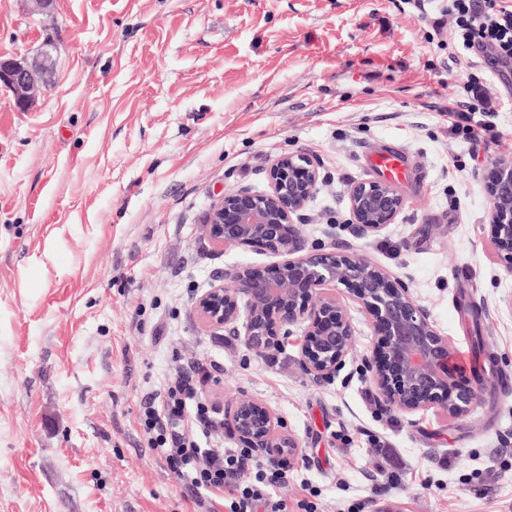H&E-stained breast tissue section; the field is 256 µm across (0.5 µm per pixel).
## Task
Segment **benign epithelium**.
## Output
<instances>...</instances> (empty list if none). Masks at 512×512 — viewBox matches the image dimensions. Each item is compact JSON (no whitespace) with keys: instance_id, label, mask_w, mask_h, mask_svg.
<instances>
[{"instance_id":"1","label":"benign epithelium","mask_w":512,"mask_h":512,"mask_svg":"<svg viewBox=\"0 0 512 512\" xmlns=\"http://www.w3.org/2000/svg\"><path fill=\"white\" fill-rule=\"evenodd\" d=\"M54 47L45 42L33 59L0 60V85L26 110L31 92L51 81ZM268 190L241 187L211 206L208 229L220 247L261 245L281 257L272 274L261 268H228L221 283L196 299L200 322L243 338L268 355L280 347L275 326L302 325L300 363L310 375L331 378L353 354V326L338 294L346 289L371 326L376 343L365 366L383 403L402 416L436 405L450 418L478 405L479 389L458 384L451 340L434 326L428 311L383 267L351 247L325 251L307 247L299 232L302 211L321 182L314 161L283 154L266 167ZM490 234L498 257L512 272V161L494 164L486 184ZM353 233L376 236L394 223L405 206L398 189L377 179L353 182L346 190ZM234 431L259 456L297 447L280 430L279 419L263 403L238 400L229 413Z\"/></svg>"}]
</instances>
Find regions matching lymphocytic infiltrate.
I'll list each match as a JSON object with an SVG mask.
<instances>
[{
    "instance_id": "obj_1",
    "label": "lymphocytic infiltrate",
    "mask_w": 512,
    "mask_h": 512,
    "mask_svg": "<svg viewBox=\"0 0 512 512\" xmlns=\"http://www.w3.org/2000/svg\"><path fill=\"white\" fill-rule=\"evenodd\" d=\"M447 14L454 22L450 42L492 65L512 66V0H448ZM463 91L465 100L448 110L451 130L476 144L497 140V126L487 119L495 107L479 77L469 76ZM211 378L201 365L179 369L147 397L142 421L151 448L197 492L205 512H287L270 495L287 478L283 465H261L247 448L201 447V436L221 424L203 398Z\"/></svg>"
}]
</instances>
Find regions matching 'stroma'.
<instances>
[{
  "label": "stroma",
  "instance_id": "1",
  "mask_svg": "<svg viewBox=\"0 0 512 512\" xmlns=\"http://www.w3.org/2000/svg\"><path fill=\"white\" fill-rule=\"evenodd\" d=\"M447 0H0V58L58 50L50 86L18 110L0 87V512H201L148 447L144 400L177 367L214 377L220 413L262 401L298 447L275 487L288 512H512V273L488 238L484 183L512 160V88L476 72L498 142L449 128L470 52L450 46ZM400 147L420 193L379 235L354 238L345 191L364 152ZM305 154L324 177L299 230L351 245L427 309L456 350L481 334L495 396L467 416L402 417L379 401L352 311L355 353L332 379L300 364L302 331L272 356L198 321L229 267L270 266L215 246L211 204L267 188Z\"/></svg>",
  "mask_w": 512,
  "mask_h": 512
}]
</instances>
